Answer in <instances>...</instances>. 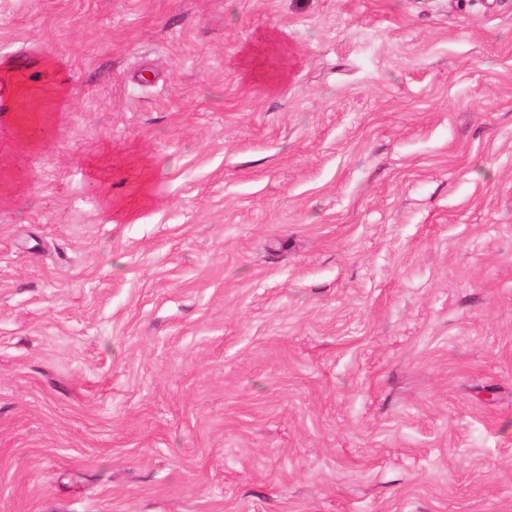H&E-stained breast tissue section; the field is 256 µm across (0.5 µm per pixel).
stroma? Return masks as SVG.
<instances>
[{"label": "stroma", "mask_w": 512, "mask_h": 512, "mask_svg": "<svg viewBox=\"0 0 512 512\" xmlns=\"http://www.w3.org/2000/svg\"><path fill=\"white\" fill-rule=\"evenodd\" d=\"M5 66L0 512H512V0H0Z\"/></svg>", "instance_id": "35a3bbf8"}]
</instances>
